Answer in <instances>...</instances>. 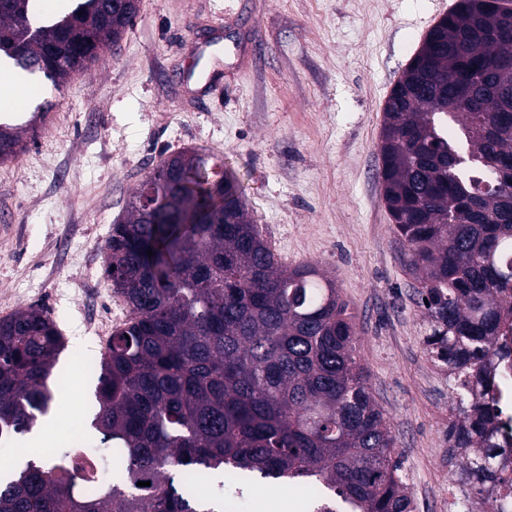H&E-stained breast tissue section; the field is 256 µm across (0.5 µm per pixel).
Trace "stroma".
<instances>
[{
  "mask_svg": "<svg viewBox=\"0 0 512 512\" xmlns=\"http://www.w3.org/2000/svg\"><path fill=\"white\" fill-rule=\"evenodd\" d=\"M456 0H138L112 51L61 85L42 79L12 108L47 115L0 163V318L44 308L66 338L60 398L40 426L60 448L92 383L80 370L112 333L103 248L132 190L163 156L195 149L246 188L278 260L312 263L354 314L357 352L384 411L414 512H456L448 458L456 418L447 373L425 350L429 324L378 179L385 100ZM232 512H308L309 488L253 476L202 484Z\"/></svg>",
  "mask_w": 512,
  "mask_h": 512,
  "instance_id": "35a3bbf8",
  "label": "stroma"
}]
</instances>
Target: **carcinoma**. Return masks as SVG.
I'll return each instance as SVG.
<instances>
[{
  "instance_id": "obj_1",
  "label": "carcinoma",
  "mask_w": 512,
  "mask_h": 512,
  "mask_svg": "<svg viewBox=\"0 0 512 512\" xmlns=\"http://www.w3.org/2000/svg\"><path fill=\"white\" fill-rule=\"evenodd\" d=\"M0 0V52L54 85L109 50L137 14L76 0L42 23L33 0ZM512 17L489 0H458L427 34L384 108L378 178L402 261L430 320L423 342L448 368L458 418L448 453L481 512H512L484 485L512 491L491 471L499 409L488 387L496 345L512 325ZM23 148L0 122V162ZM196 157L164 200L145 197L166 164ZM245 187L195 150L161 161L112 226L104 265L130 309L96 378L89 426L112 443V487L72 492L81 439L0 476V512H224L197 481L258 473L313 486L310 512H413L394 438L373 400L353 315L313 264L280 265L248 220ZM152 256H147V252ZM65 342L47 311L0 319V432L31 434L50 416L49 380ZM151 485H138V482Z\"/></svg>"
}]
</instances>
